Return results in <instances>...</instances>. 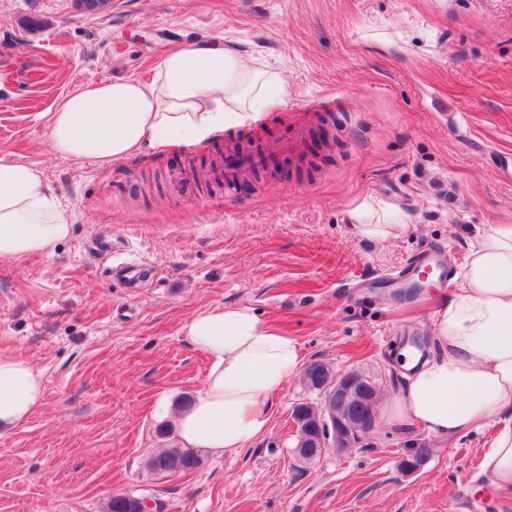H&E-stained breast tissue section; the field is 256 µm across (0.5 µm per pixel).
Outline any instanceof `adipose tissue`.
Instances as JSON below:
<instances>
[{"label":"adipose tissue","mask_w":512,"mask_h":512,"mask_svg":"<svg viewBox=\"0 0 512 512\" xmlns=\"http://www.w3.org/2000/svg\"><path fill=\"white\" fill-rule=\"evenodd\" d=\"M287 94L260 57L193 42L158 56L151 79L94 81L62 97L48 116V140L80 165H108L250 126ZM71 229L42 168L0 157V259L46 252ZM183 335L210 366L177 419L182 446L248 447L266 432L275 394L302 368L299 343L249 307L199 311ZM432 346L425 357L401 350L406 383L389 418L446 438L495 425L481 469L496 486H512V224L478 234L459 287L433 315ZM43 393L42 374L27 359L0 356V429L26 422Z\"/></svg>","instance_id":"adipose-tissue-1"}]
</instances>
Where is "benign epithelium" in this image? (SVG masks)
Masks as SVG:
<instances>
[{
    "label": "benign epithelium",
    "instance_id": "7a95c632",
    "mask_svg": "<svg viewBox=\"0 0 512 512\" xmlns=\"http://www.w3.org/2000/svg\"><path fill=\"white\" fill-rule=\"evenodd\" d=\"M326 397L315 409L317 422L324 427V440L319 443L314 435L296 448V454L311 453L320 457L329 451H342L374 434L376 425L368 420L355 419L354 403L365 397H374L376 388L367 377L354 370L328 375L324 384Z\"/></svg>",
    "mask_w": 512,
    "mask_h": 512
}]
</instances>
